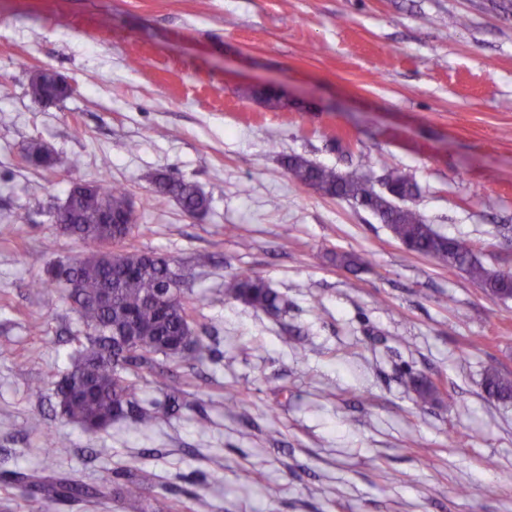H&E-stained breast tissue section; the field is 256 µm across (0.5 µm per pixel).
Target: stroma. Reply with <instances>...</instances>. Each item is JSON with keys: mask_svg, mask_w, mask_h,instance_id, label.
I'll list each match as a JSON object with an SVG mask.
<instances>
[{"mask_svg": "<svg viewBox=\"0 0 512 512\" xmlns=\"http://www.w3.org/2000/svg\"><path fill=\"white\" fill-rule=\"evenodd\" d=\"M40 69L72 94L36 102ZM33 141L80 166L29 165ZM294 154L398 170L426 223L512 271V0H0V512H132L10 484L60 439L57 470H149L177 512H512V402L483 388L512 376V299L296 183ZM162 170L208 210L156 196ZM101 179L127 192L138 249L189 265L211 354L140 380L148 403L181 388L175 414L89 435L49 415L79 323L41 282L79 250L55 224L69 188ZM239 273L286 307L225 296ZM421 379L439 388L423 408ZM484 389L487 395L501 402L512 400V376L504 375L498 371H490L484 379Z\"/></svg>", "mask_w": 512, "mask_h": 512, "instance_id": "1", "label": "stroma"}]
</instances>
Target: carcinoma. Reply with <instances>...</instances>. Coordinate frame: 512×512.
<instances>
[{
  "instance_id": "cac0c4a2",
  "label": "carcinoma",
  "mask_w": 512,
  "mask_h": 512,
  "mask_svg": "<svg viewBox=\"0 0 512 512\" xmlns=\"http://www.w3.org/2000/svg\"><path fill=\"white\" fill-rule=\"evenodd\" d=\"M32 97L44 104L66 98L54 79L35 74L29 84ZM26 161L38 168L78 161H64L41 142L27 148ZM291 178L300 185L331 198H338L369 211L386 224L393 236L413 254L432 259L448 269L460 270L484 290L496 296L512 294V272L485 267L475 247L450 238L427 224L423 216L408 205L417 186L396 170L388 171L386 181L394 192L375 188L371 168L341 173L299 155L284 158ZM158 196L174 198L191 215L205 213L210 197L196 184L159 172L153 179ZM61 232L75 238L82 252L66 258L67 280L50 275L45 266V284L61 291V298L77 314L85 329L88 345L78 351L70 369L53 385L55 412L66 423L87 433H97L119 420L137 428H147L158 418L157 404L146 405L138 397L137 382L129 377L133 369L155 371L150 355L161 354L171 361L203 360L210 347L196 334L192 313L194 303L185 295L188 273L180 259L145 252L127 244L137 227L127 192L93 181L74 185L57 212ZM115 251V261L104 264L103 251ZM112 294V303L103 306L98 294ZM224 295L254 309L279 311L281 296L259 275L240 274L224 282ZM487 395L501 402L512 400V376L495 370L486 374ZM95 487L86 486L60 472L15 471L10 482L48 498L80 499L112 495L113 481L123 478L121 497L134 504L151 495L155 486L152 473L125 469L112 472Z\"/></svg>"
}]
</instances>
